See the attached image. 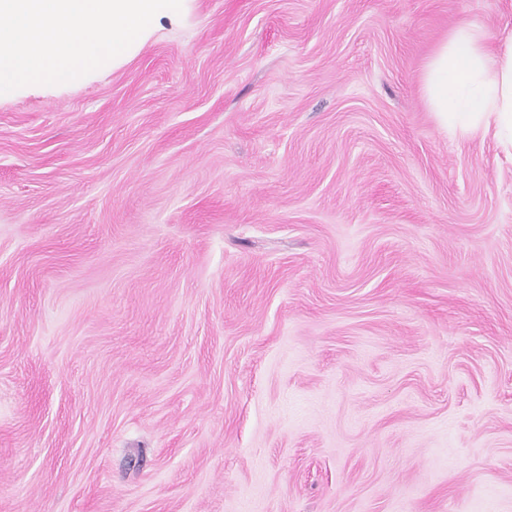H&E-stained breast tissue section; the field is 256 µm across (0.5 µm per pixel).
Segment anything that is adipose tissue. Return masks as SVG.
Here are the masks:
<instances>
[{
    "mask_svg": "<svg viewBox=\"0 0 512 512\" xmlns=\"http://www.w3.org/2000/svg\"><path fill=\"white\" fill-rule=\"evenodd\" d=\"M421 88L443 130L495 134L512 155V39L492 49L476 26L460 25L433 51Z\"/></svg>",
    "mask_w": 512,
    "mask_h": 512,
    "instance_id": "adipose-tissue-1",
    "label": "adipose tissue"
}]
</instances>
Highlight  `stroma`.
Returning <instances> with one entry per match:
<instances>
[{"label": "stroma", "instance_id": "35a3bbf8", "mask_svg": "<svg viewBox=\"0 0 512 512\" xmlns=\"http://www.w3.org/2000/svg\"><path fill=\"white\" fill-rule=\"evenodd\" d=\"M512 0H188L0 94V512H512V160L422 95Z\"/></svg>", "mask_w": 512, "mask_h": 512}]
</instances>
